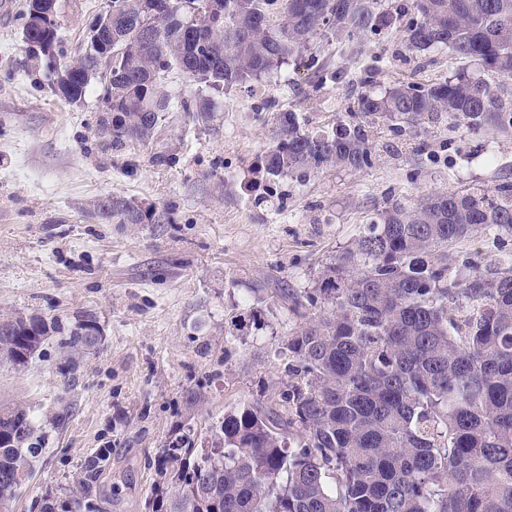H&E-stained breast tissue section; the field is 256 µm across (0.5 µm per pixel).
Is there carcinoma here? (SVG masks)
Wrapping results in <instances>:
<instances>
[{
    "instance_id": "1",
    "label": "carcinoma",
    "mask_w": 512,
    "mask_h": 512,
    "mask_svg": "<svg viewBox=\"0 0 512 512\" xmlns=\"http://www.w3.org/2000/svg\"><path fill=\"white\" fill-rule=\"evenodd\" d=\"M42 4L24 3L23 39L45 43L24 67L69 87L71 104L112 67L98 134L113 152L154 140L174 108L164 85L172 70L217 91L243 86L302 56L316 37L353 38L401 20L382 0H110L112 29L103 32L112 56L89 39L67 61L59 23L51 31L33 23ZM412 8L407 50L446 47L512 73V0H412ZM179 105L195 125L215 118L210 102ZM357 110L364 123L311 133L295 113H280L255 171L273 181L360 169L376 119L416 127L447 114L512 129L508 90L464 74L363 93ZM88 213L103 224L151 217L121 196L94 201ZM478 230L512 233V182L490 193L386 199L320 286L294 297L305 321L277 350L288 383L271 387L267 406L224 412L205 435L176 423L154 455L147 512H512V255L483 268L448 253ZM95 320L88 312L1 318L0 361L23 369L58 336L74 372L101 344L87 334ZM204 399L188 390L186 413ZM65 417L45 424L23 408H0V504L32 478ZM110 465L111 449H98L65 512H96L97 476Z\"/></svg>"
}]
</instances>
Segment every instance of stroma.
Returning <instances> with one entry per match:
<instances>
[{"mask_svg":"<svg viewBox=\"0 0 512 512\" xmlns=\"http://www.w3.org/2000/svg\"><path fill=\"white\" fill-rule=\"evenodd\" d=\"M109 0H57L64 45L76 52ZM24 0H0V314L97 316L103 341L74 380L57 344L22 370L0 363V405L37 418L66 410L7 512H42L64 501L74 477L100 448L111 469L100 479L101 512H145L161 440L184 418V395L207 401L193 421L206 432L225 411L267 402L287 381L278 346L302 322L289 296L315 288L352 246L383 200L427 191L490 192L512 181V131L473 128L441 117L414 128L371 124V163L268 182L255 174L279 113L306 129L354 120L357 97L400 82L465 74L512 89V77L455 59L448 49L405 51L398 31L333 39L263 74L251 85L214 91L170 73V93L209 99L210 125L174 109L154 142L102 151L99 85L70 104L43 74L27 72ZM177 161L157 166L159 148ZM136 169H129V161ZM134 200L154 218L102 224L87 205L107 195ZM489 268L512 252V234L479 230L457 247ZM256 318L227 341L231 312ZM220 378H213V371Z\"/></svg>","mask_w":512,"mask_h":512,"instance_id":"obj_1","label":"stroma"}]
</instances>
